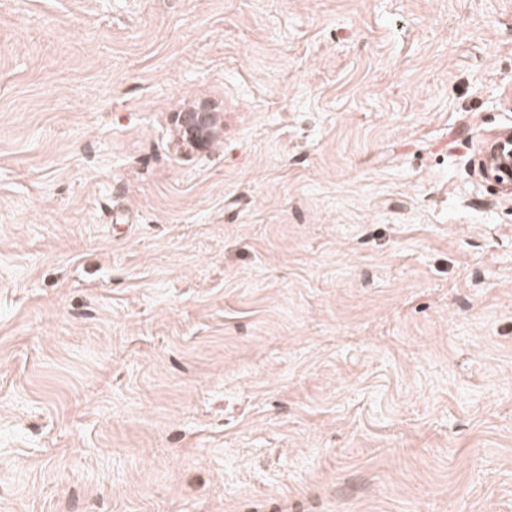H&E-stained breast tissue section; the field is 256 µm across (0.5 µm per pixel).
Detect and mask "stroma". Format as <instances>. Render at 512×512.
I'll return each mask as SVG.
<instances>
[{"instance_id": "1", "label": "stroma", "mask_w": 512, "mask_h": 512, "mask_svg": "<svg viewBox=\"0 0 512 512\" xmlns=\"http://www.w3.org/2000/svg\"><path fill=\"white\" fill-rule=\"evenodd\" d=\"M510 125L512 0H0V512H512ZM178 129L177 145L189 152L198 150L214 138L223 128V114L208 107H200L175 115ZM478 166L483 175L493 181L503 193L512 196V129L493 132L481 143Z\"/></svg>"}]
</instances>
